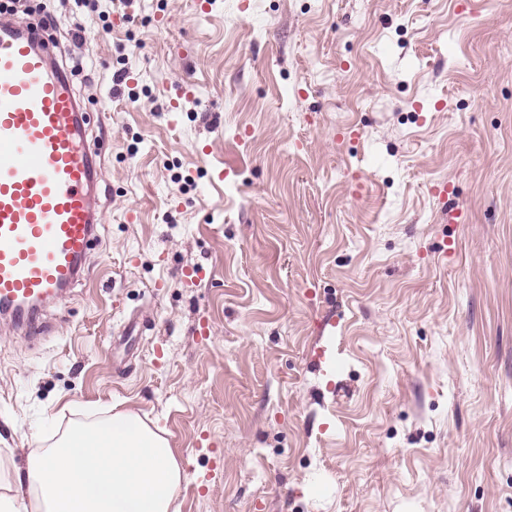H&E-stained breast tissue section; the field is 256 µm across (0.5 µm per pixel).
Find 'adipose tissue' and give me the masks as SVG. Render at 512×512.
I'll use <instances>...</instances> for the list:
<instances>
[{"label":"adipose tissue","mask_w":512,"mask_h":512,"mask_svg":"<svg viewBox=\"0 0 512 512\" xmlns=\"http://www.w3.org/2000/svg\"><path fill=\"white\" fill-rule=\"evenodd\" d=\"M26 473L44 512H171L188 478L164 429L127 410L72 430Z\"/></svg>","instance_id":"ef3b65f1"}]
</instances>
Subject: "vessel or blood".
<instances>
[{
    "label": "vessel or blood",
    "instance_id": "1",
    "mask_svg": "<svg viewBox=\"0 0 512 512\" xmlns=\"http://www.w3.org/2000/svg\"><path fill=\"white\" fill-rule=\"evenodd\" d=\"M64 47L0 13V310L17 323L81 281L99 216L86 188L100 176L79 132L85 115Z\"/></svg>",
    "mask_w": 512,
    "mask_h": 512
}]
</instances>
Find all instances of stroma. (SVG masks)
Instances as JSON below:
<instances>
[{
    "label": "stroma",
    "mask_w": 512,
    "mask_h": 512,
    "mask_svg": "<svg viewBox=\"0 0 512 512\" xmlns=\"http://www.w3.org/2000/svg\"><path fill=\"white\" fill-rule=\"evenodd\" d=\"M12 14L70 46L102 214L46 329L0 319L14 496L119 408L177 512H512V0Z\"/></svg>",
    "instance_id": "1"
}]
</instances>
